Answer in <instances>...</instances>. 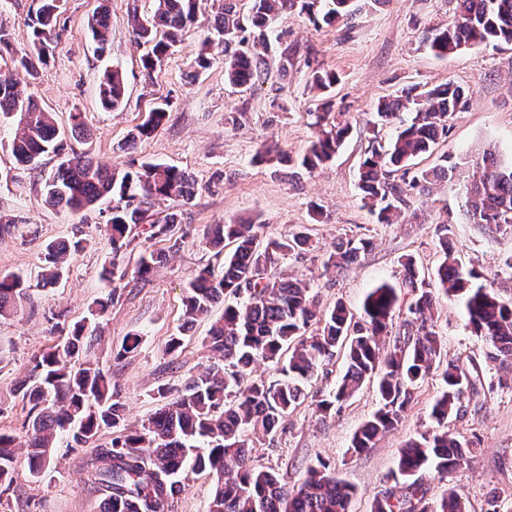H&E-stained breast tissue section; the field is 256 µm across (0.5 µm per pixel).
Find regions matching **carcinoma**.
Wrapping results in <instances>:
<instances>
[{"instance_id":"obj_1","label":"carcinoma","mask_w":512,"mask_h":512,"mask_svg":"<svg viewBox=\"0 0 512 512\" xmlns=\"http://www.w3.org/2000/svg\"><path fill=\"white\" fill-rule=\"evenodd\" d=\"M147 18L133 16L136 42L149 46L141 59L153 78L170 49L195 19L197 0H155ZM224 0L214 17L211 35L224 43V77L228 84L250 90L264 82L269 63L267 31L283 13L295 9L313 21L330 24L352 19L362 9L360 0ZM455 18L443 29L426 30L422 41L438 58H446L477 45L512 44V0H456ZM61 0H39L31 18L30 49L17 53L11 34L0 24V117L17 118L11 153L25 167L37 166L52 153L65 155L44 181L48 203L71 210L110 203L106 228L118 259L138 237L159 239L178 249L187 236L183 228L194 184L186 171L164 163L144 162L134 171L118 173L89 156L68 151L52 113L24 94L13 70L37 75V65L50 55L60 22ZM97 49L106 51L112 18L102 9L90 24ZM98 100L105 110L123 105L125 86L118 67L103 72ZM470 91L453 81L407 92L380 103L377 115L396 133L385 145H371L359 174L365 204L379 224H393L407 205L409 191L425 192L439 181L451 180L458 165L443 163L414 174L399 184L397 171L408 174L412 161L448 137L449 121L464 109ZM168 103L157 104L145 120L128 134L126 145L136 147L151 138L167 117ZM317 133L305 153L291 157L269 148L263 156L277 164L313 171L330 163L350 130L333 112H318ZM465 216L469 223L490 231L512 228V162L505 164L492 149L472 160L467 171ZM260 225L216 224L204 231L206 244L224 248L221 268L206 267L189 283L185 296L184 326L208 315L224 302L222 317L212 324L205 344L215 363L185 378L173 389L158 387L166 400L138 427L125 425L122 405L113 400L112 379L93 360L98 337L87 324L103 318L112 297L96 300L87 323L73 327L67 339L36 360L24 383L31 426L24 440L0 431V484L13 482L16 449H27L28 473L39 476L49 465L57 440L65 435L76 445H89L104 428L116 430L110 443L94 447V480L102 494L99 512H165L181 490L179 477L186 468L216 475L209 512H350L356 489L318 461L307 468L302 481L292 487L270 470L253 464L255 448L272 439L288 415L307 398V385L319 369L340 356L345 371L338 387L316 405L325 419L336 404L350 399L374 381L378 410L354 433L351 450L360 453L396 428L414 402L416 389L434 371L440 372L441 390L431 410L432 430L409 439L403 446L397 470L402 480L396 497L385 491L373 499L370 512H464L456 486H449L434 503L426 498L420 472L432 467L442 478L456 473L472 455V442L448 430V420L464 415L465 401L479 404L483 377L477 366L447 360L431 315L435 296L430 282L413 257H401L400 277L384 282L366 297L360 315L336 303L322 310L308 284L273 270L286 255L307 251L311 236L300 230L285 239L263 242ZM365 238L339 240L324 262L325 269L341 272L371 250ZM73 245H44L43 271L37 286L56 285ZM439 248L443 260L434 273L438 290L462 305L467 327L483 338L489 358L512 363V301H503L483 279L475 265L464 266L454 256L451 228L441 225ZM167 261L165 251L139 254L135 274L148 281ZM28 286L16 273L0 274V317L10 313L27 294ZM406 300L407 317L394 326ZM276 366L279 378L252 377L258 361Z\"/></svg>"}]
</instances>
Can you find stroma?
Segmentation results:
<instances>
[{
  "label": "stroma",
  "instance_id": "1",
  "mask_svg": "<svg viewBox=\"0 0 512 512\" xmlns=\"http://www.w3.org/2000/svg\"><path fill=\"white\" fill-rule=\"evenodd\" d=\"M219 5V0H199L189 31L149 78L128 16L146 15L152 0H63V28L47 65L34 78L18 73L21 89L53 112L59 126L68 127L71 112H82L86 132L74 142L75 151L120 170L137 169L146 160L177 166L194 179L195 197L188 210V236L150 281L129 274L107 283L102 274L112 266V243L106 215L47 206L43 183L59 157L43 156L34 170L18 166L3 145L16 123L0 121V213L17 221L16 229L0 236V273L20 274L30 285L12 314L0 318V430L24 436L27 411L20 385L35 358L66 338L100 298L109 296L113 302L97 329L95 357L112 376V390L125 408L127 423L140 424L159 408V385H180L208 365L204 340L224 306L216 304L209 316L187 330L182 297L197 272L217 262L213 249L200 242L203 230L213 224L250 218L271 238H285L307 226L313 250L287 257L278 274L309 282L321 307L340 301L357 313L370 290L397 279L400 257L412 256L420 272L434 273L442 261L439 228L447 222L456 258L476 264L503 300L512 299V277L499 267L512 255V230L491 233L468 223L465 176L434 184L429 195H409V215L398 224L376 223L359 187V167L373 136L393 133L392 127H378L377 104L410 87L450 79L471 88L472 98L451 119L447 140L417 157L414 169L432 168L445 154L463 165L488 148L512 162V44L477 46L445 60L435 58L422 47L420 35L447 27L455 0H367L353 22L331 26L292 12L272 26L276 40L268 52L267 80L239 93L224 81L223 44H210L209 69L197 73L192 68ZM105 6L112 13V29L108 48L100 53L89 24ZM36 7L37 0H0V23L9 29L16 48L31 43L30 13ZM114 65L124 74L125 100L112 111L101 107L96 89L103 71ZM316 70L338 78L323 97L308 85ZM325 98L350 124L332 162L289 178L282 166L261 160L266 145L291 156L304 153L314 134V114ZM163 100L170 104L163 126L136 149H125L128 130ZM353 236L372 239V250L340 274L324 273L326 252L338 239ZM61 239H80L85 247L55 287L39 288L43 246ZM434 325L449 359L480 366L486 396L482 405L469 407L448 424L451 432L472 443L467 464L454 481L429 470L422 484L434 499L448 484H456L468 512H487L493 494L499 512H512V369L487 358L484 341L466 328L460 306L441 294ZM130 332L139 333L140 345L118 357ZM174 336L182 337L183 345L170 353L166 347ZM342 371L336 359L311 381L308 399L290 413L274 444L255 448L254 464L293 485L310 463L323 460L355 486L351 512H370L374 496L393 485L391 473L404 442L431 429L429 411L441 380L436 373L426 378L399 426L357 454L349 449L351 438L379 407L373 384H366L327 421H318L315 414L321 391L332 388ZM93 453V447H73L60 439L48 468L37 478L28 474L26 454H18L13 485L0 487V512H98L100 494L89 473ZM181 480L184 489L169 512H208L215 477L187 471Z\"/></svg>",
  "mask_w": 512,
  "mask_h": 512
}]
</instances>
